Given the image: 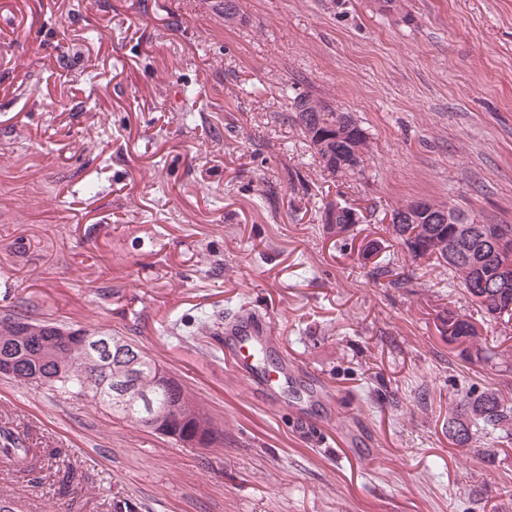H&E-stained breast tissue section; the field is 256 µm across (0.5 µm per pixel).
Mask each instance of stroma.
Segmentation results:
<instances>
[{
    "mask_svg": "<svg viewBox=\"0 0 512 512\" xmlns=\"http://www.w3.org/2000/svg\"><path fill=\"white\" fill-rule=\"evenodd\" d=\"M239 8L230 25L219 0H0V312L124 337L224 432L187 447L0 376V428L30 435L0 461V506L512 512V425L448 437L463 396L492 384L512 405V323L383 219L423 199L512 224V0ZM307 90L365 130L363 176L323 175L290 106ZM333 201L374 215L338 230ZM451 310L486 360L449 345ZM239 316L297 370L277 402L224 356Z\"/></svg>",
    "mask_w": 512,
    "mask_h": 512,
    "instance_id": "obj_1",
    "label": "stroma"
}]
</instances>
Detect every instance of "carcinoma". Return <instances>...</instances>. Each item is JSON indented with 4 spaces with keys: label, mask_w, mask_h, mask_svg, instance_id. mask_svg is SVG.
I'll return each instance as SVG.
<instances>
[{
    "label": "carcinoma",
    "mask_w": 512,
    "mask_h": 512,
    "mask_svg": "<svg viewBox=\"0 0 512 512\" xmlns=\"http://www.w3.org/2000/svg\"><path fill=\"white\" fill-rule=\"evenodd\" d=\"M291 110L320 159L323 175L336 180L346 179L365 170L369 152L365 130L347 112L333 106L323 97L307 91L292 98ZM428 214L407 220L402 225L392 224V233L399 241L406 239L421 247L412 252L414 258H427L448 265L458 278L472 303L490 317L512 321V313L496 314L498 301L512 300V288L497 287L495 258L490 254L489 239L508 235L512 237V224H482L481 234L469 238L455 237L452 225L441 223L444 215H455L466 220L464 211L445 204L427 202ZM466 250L463 260L448 259V239ZM459 340L482 356V336H471L468 328L472 321L466 315L458 318ZM98 334L96 329L65 330L52 323L34 324L14 314L0 317V353L13 357L14 366L0 370V374L23 385H48L73 396H85L95 403L120 414L137 426L150 427L153 414L167 413L176 404L179 416L167 413L164 421L174 433L172 440L199 448H212L224 444L223 432L210 416L189 396L174 378H166L159 366L137 345L130 344L142 362L133 378L138 398L117 401L112 371L91 358L88 336ZM471 408L473 418L464 433L453 439L458 448L472 447L473 430L478 427L495 428L512 424V407L506 405L502 392L487 387L474 398H467L454 409L448 420Z\"/></svg>",
    "instance_id": "1"
}]
</instances>
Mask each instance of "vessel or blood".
<instances>
[{
	"label": "vessel or blood",
	"mask_w": 512,
	"mask_h": 512,
	"mask_svg": "<svg viewBox=\"0 0 512 512\" xmlns=\"http://www.w3.org/2000/svg\"><path fill=\"white\" fill-rule=\"evenodd\" d=\"M229 336L234 367L249 385L268 394L287 379V367L274 372L267 369L268 339L256 324L241 323L230 330Z\"/></svg>",
	"instance_id": "1"
}]
</instances>
